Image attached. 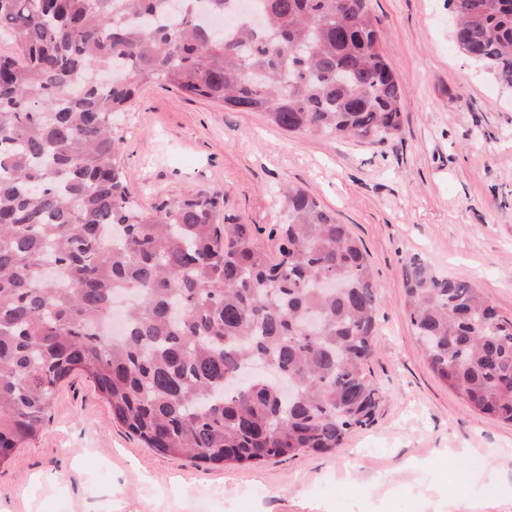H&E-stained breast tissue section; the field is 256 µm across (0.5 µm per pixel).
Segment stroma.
<instances>
[{"mask_svg": "<svg viewBox=\"0 0 512 512\" xmlns=\"http://www.w3.org/2000/svg\"><path fill=\"white\" fill-rule=\"evenodd\" d=\"M404 91L381 143L291 134L259 112L144 86L116 127L142 204L224 193L226 217L270 234L286 183L348 224L379 287L366 371L374 422L332 454L214 466L162 455L113 422L92 380L60 385L37 437L0 465V512H512V426L481 416L433 373L405 307L421 254L512 319V92L454 45L447 0H368Z\"/></svg>", "mask_w": 512, "mask_h": 512, "instance_id": "obj_1", "label": "stroma"}]
</instances>
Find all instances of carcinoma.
<instances>
[{
    "mask_svg": "<svg viewBox=\"0 0 512 512\" xmlns=\"http://www.w3.org/2000/svg\"><path fill=\"white\" fill-rule=\"evenodd\" d=\"M232 2L182 0L171 18L169 0H0L14 46L0 55V465L76 373L146 447L193 462L333 453L373 422L379 291L348 225L290 187L274 260L253 225L218 223L223 192L145 208L126 182L115 120L148 83L288 133H400L403 89L366 0H258L265 29L242 17L217 37L208 17ZM448 8L459 51L512 91V0ZM403 279L438 379L512 424V320L418 254ZM117 295L135 301L116 341Z\"/></svg>",
    "mask_w": 512,
    "mask_h": 512,
    "instance_id": "obj_1",
    "label": "carcinoma"
}]
</instances>
